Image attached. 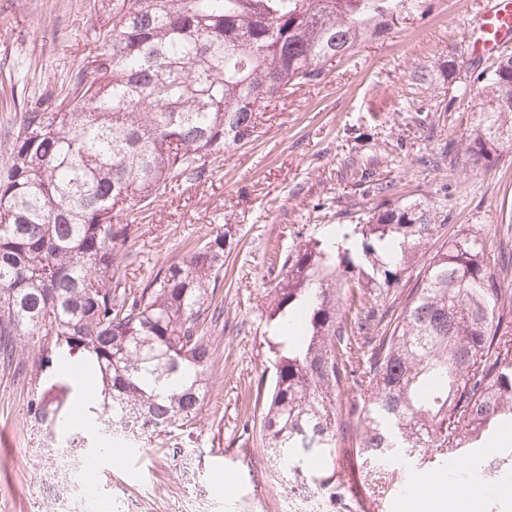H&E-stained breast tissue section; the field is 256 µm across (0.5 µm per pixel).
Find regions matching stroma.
Here are the masks:
<instances>
[{"instance_id":"1","label":"stroma","mask_w":512,"mask_h":512,"mask_svg":"<svg viewBox=\"0 0 512 512\" xmlns=\"http://www.w3.org/2000/svg\"><path fill=\"white\" fill-rule=\"evenodd\" d=\"M487 0H425L418 12L393 19L376 39L335 61L317 84L289 90L258 116L259 136L208 159L210 175L168 185L141 211L123 247L126 280L150 277L176 261L192 240L223 225L224 315L207 325L214 350L197 416L173 433L135 447L112 440L94 483L112 497V512H449L461 481L448 480L442 501L418 503L409 485L432 479L427 467L392 460L397 480L386 494L357 502L349 479L365 477L360 461L341 455L336 503L302 496L295 482L273 473L257 430L246 427L256 385L268 369L276 329L267 319L270 295L286 270L287 252L337 225L363 224L378 199L376 179L395 183L393 199L431 203L448 214L444 238L409 267L390 297H400L445 237L470 230L488 235L512 225V146L490 170L435 166L442 145L459 141L480 99H453L438 75L455 56L460 74L474 79L491 65L471 56L467 30ZM112 0H0V170L28 101L67 92L71 74L95 54L94 27L108 21ZM432 72L425 84L412 76ZM40 379L39 346L21 337L12 367H0V512H52L43 490L53 447L48 431L28 413Z\"/></svg>"}]
</instances>
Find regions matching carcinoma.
Listing matches in <instances>:
<instances>
[{
	"mask_svg": "<svg viewBox=\"0 0 512 512\" xmlns=\"http://www.w3.org/2000/svg\"><path fill=\"white\" fill-rule=\"evenodd\" d=\"M422 0H112L95 31L101 51L70 76L63 100L26 105L0 174V364L17 338L41 336L44 376L31 419L59 447L105 453L89 439L122 420L126 437L184 426L200 410L214 351L204 332L223 316L227 231L188 243L183 256L141 282L119 270L130 224L116 207H148L181 178L208 176L206 158L258 137L257 112ZM454 97L478 84L485 102L464 149L440 159L488 170L512 146V55L457 78ZM368 223L340 225L286 256L268 320L282 340L264 388L259 430L280 468L322 473L304 488L336 499L339 449L367 463L406 457L442 467L482 459L476 449L512 422V312L481 236L461 232L429 258L395 312L384 296L448 216L431 204L385 201ZM374 294V306L348 290ZM356 311L350 318L346 311ZM91 366L102 399L86 401L62 368ZM351 394L343 402L340 396ZM394 474L374 471L385 494Z\"/></svg>",
	"mask_w": 512,
	"mask_h": 512,
	"instance_id": "carcinoma-1",
	"label": "carcinoma"
}]
</instances>
